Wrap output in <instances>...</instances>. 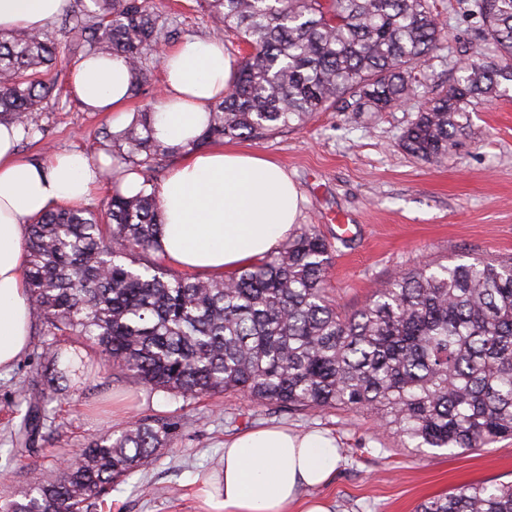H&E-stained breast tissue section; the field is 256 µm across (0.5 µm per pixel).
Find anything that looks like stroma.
Segmentation results:
<instances>
[{
	"instance_id": "stroma-1",
	"label": "stroma",
	"mask_w": 512,
	"mask_h": 512,
	"mask_svg": "<svg viewBox=\"0 0 512 512\" xmlns=\"http://www.w3.org/2000/svg\"><path fill=\"white\" fill-rule=\"evenodd\" d=\"M448 30L441 51L417 65L424 83L445 89L461 61L490 51L470 17L471 0H433ZM164 24L169 47L191 38H222L230 59L243 46L197 0H150ZM46 32L60 46L62 65L53 72L52 97L43 109V134L20 139V152L42 161L49 150H80L91 157L106 150L111 124L105 113L84 111L70 93L79 61L60 19ZM415 103L390 112H320L300 128L236 148L270 157L286 169L303 196L299 224H313L334 248L329 295L341 311L362 307L375 288L423 260L448 264L475 257L512 256V96L490 99L470 112L468 128L447 158L425 163L400 144L402 130L416 117ZM42 328L32 330L29 351L0 374V487L24 488L28 468L54 471L98 436L104 424L90 404L112 398L113 429L135 416L179 423L170 448L108 497L101 512H201L195 495L198 475L214 472L224 441L260 426L285 424L328 432L343 449L322 487L305 490L329 512H414L423 500L457 492L474 483L512 481V439L464 452L449 448H406L377 428L371 414L273 409L229 391L185 405L161 391L103 371L74 381L68 391L49 392L54 417L48 441L35 453L13 455L10 432L18 389L47 362Z\"/></svg>"
}]
</instances>
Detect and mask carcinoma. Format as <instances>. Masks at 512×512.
<instances>
[{
	"label": "carcinoma",
	"instance_id": "obj_1",
	"mask_svg": "<svg viewBox=\"0 0 512 512\" xmlns=\"http://www.w3.org/2000/svg\"><path fill=\"white\" fill-rule=\"evenodd\" d=\"M249 47L235 82L212 109L195 146L274 134L318 112H386L419 99L401 132L423 162L448 156L469 109L506 94L512 82V0H473L479 37L493 53L468 61L436 91L415 73L440 50L446 27L430 0H203ZM82 55L120 54L146 79L161 55L162 25L148 0H77L65 15ZM61 63L38 29L0 33V123L41 130ZM154 112L106 133L115 175L146 171L179 151L158 141ZM132 196L112 184L103 209H55L28 225L24 279L32 321L46 327L51 360L23 381L26 410L14 433L19 453L51 421L45 391L102 367L188 403L240 392L293 410L370 412L406 447L488 448L512 438V258L443 265L424 261L378 289L350 315L327 296L332 246L315 226L233 274L175 272L158 252L162 209L151 179ZM178 422L140 418L89 441L54 474L32 470L3 512H97L113 488L171 445ZM414 512H512V484H477L430 497Z\"/></svg>",
	"mask_w": 512,
	"mask_h": 512
}]
</instances>
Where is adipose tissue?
<instances>
[{
	"mask_svg": "<svg viewBox=\"0 0 512 512\" xmlns=\"http://www.w3.org/2000/svg\"><path fill=\"white\" fill-rule=\"evenodd\" d=\"M70 0H0V30L41 28ZM164 91L154 105L157 138L185 149L157 194L164 224L158 249L173 264L221 275L276 252L299 215L300 194L287 172L258 154L221 145L195 148L209 110L231 83L232 66L218 38L190 39L163 54ZM132 72L123 58L90 55L72 75L71 91L89 112L108 113L122 128ZM20 130L0 124V371L30 343L24 287L25 241L31 220L49 209L78 206L105 170L81 151L49 153L43 163L17 153ZM335 439L287 427L249 430L224 444L217 473L197 490L203 512H288L302 491L327 482L336 467Z\"/></svg>",
	"mask_w": 512,
	"mask_h": 512,
	"instance_id": "obj_1",
	"label": "adipose tissue"
}]
</instances>
